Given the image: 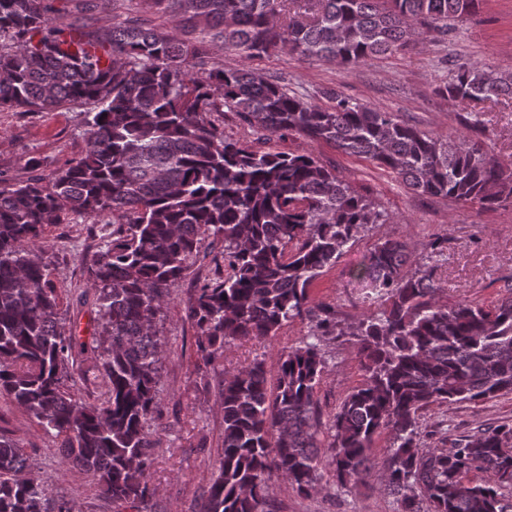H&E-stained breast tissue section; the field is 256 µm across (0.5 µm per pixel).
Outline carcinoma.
I'll list each match as a JSON object with an SVG mask.
<instances>
[{"label": "carcinoma", "instance_id": "obj_1", "mask_svg": "<svg viewBox=\"0 0 512 512\" xmlns=\"http://www.w3.org/2000/svg\"><path fill=\"white\" fill-rule=\"evenodd\" d=\"M178 19L163 30L99 4L60 20L57 0H0V109L47 112L91 103L83 153L48 179L0 177V394L62 439L63 461L91 475L115 512L145 509L159 408L169 289L203 243L224 244L222 269L188 298L202 357L234 341L269 340L315 319L299 345L280 351L275 382L255 359L224 377V439L202 512H269L272 477L309 494L328 462L343 486L377 473L401 512H512V426L428 446L423 413L512 393V292L491 306L440 300L437 239L415 257L379 241L356 270L369 308L355 329L314 315L309 287L336 265L377 209L312 153L284 152L298 135L363 157L419 195L495 207L512 203V168L485 142L445 141L391 112L334 89L321 105L251 68L216 65L211 49L248 58L288 51L349 68L443 37L482 0H146ZM434 93L448 100L512 99V71L458 60ZM234 113L257 142L224 135ZM121 214L90 261L95 290L87 348L61 317L57 287L39 246L44 229L75 214ZM357 337L362 382L323 422L316 390L329 336ZM102 376L95 404L67 381L75 350ZM392 436L382 467L375 438ZM473 470L478 482L466 480ZM0 512H77L56 500L24 449L0 434Z\"/></svg>", "mask_w": 512, "mask_h": 512}]
</instances>
